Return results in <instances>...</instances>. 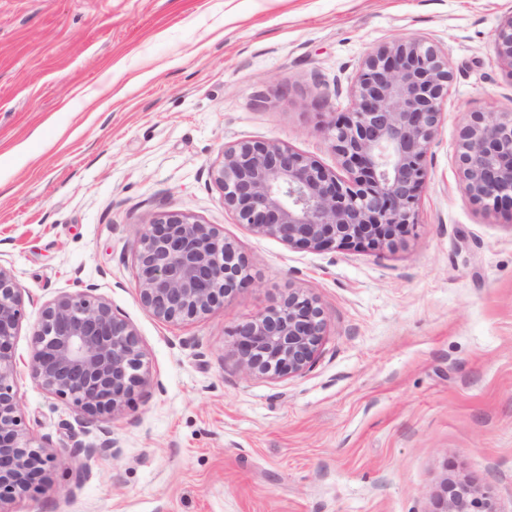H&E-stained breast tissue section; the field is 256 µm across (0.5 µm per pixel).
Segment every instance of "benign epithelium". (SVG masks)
Here are the masks:
<instances>
[{
    "label": "benign epithelium",
    "instance_id": "obj_1",
    "mask_svg": "<svg viewBox=\"0 0 512 512\" xmlns=\"http://www.w3.org/2000/svg\"><path fill=\"white\" fill-rule=\"evenodd\" d=\"M497 52L512 67V16L496 33ZM448 59L425 39L394 40L363 62L349 112L328 126L343 177L310 156L271 140L224 148L211 176L224 210L256 234L303 250L393 248L415 225L426 157L448 95ZM459 183L476 203L512 215V113L472 112L457 154ZM140 304L170 324L196 319L237 290L245 258L212 224L180 211L157 214L135 246ZM96 287L75 281L46 303L23 361L29 378L66 401L88 428L151 395L133 325ZM24 318L22 289L0 265V505L38 492L59 458L90 461L119 454L106 437L87 445L65 421V438L31 446L19 412L11 340ZM327 325L317 301L298 289L236 328L242 369L254 376H294L316 360ZM434 512H500L491 487L444 483Z\"/></svg>",
    "mask_w": 512,
    "mask_h": 512
}]
</instances>
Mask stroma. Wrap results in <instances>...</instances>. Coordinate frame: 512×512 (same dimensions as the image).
Listing matches in <instances>:
<instances>
[{
	"label": "stroma",
	"mask_w": 512,
	"mask_h": 512,
	"mask_svg": "<svg viewBox=\"0 0 512 512\" xmlns=\"http://www.w3.org/2000/svg\"><path fill=\"white\" fill-rule=\"evenodd\" d=\"M512 0H0V265L44 303L95 284L136 329L160 390L104 420L121 447L69 493L66 458L9 512H433L449 479L512 512V217L459 186L470 113H512L495 33ZM423 38L452 72L413 232L394 248L303 250L225 211L226 146L267 139L330 169L327 130L367 54ZM162 211L215 225L248 262L223 305L159 321L135 244ZM296 288L327 327L313 367L245 374L234 330ZM34 441L71 406L18 368ZM103 428V429H104Z\"/></svg>",
	"instance_id": "1"
}]
</instances>
